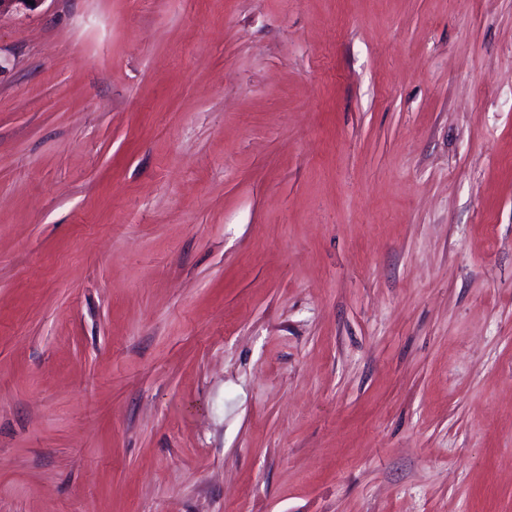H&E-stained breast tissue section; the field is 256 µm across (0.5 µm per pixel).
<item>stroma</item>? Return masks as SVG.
Instances as JSON below:
<instances>
[{"instance_id": "obj_1", "label": "stroma", "mask_w": 512, "mask_h": 512, "mask_svg": "<svg viewBox=\"0 0 512 512\" xmlns=\"http://www.w3.org/2000/svg\"><path fill=\"white\" fill-rule=\"evenodd\" d=\"M0 512H512V0L0 15Z\"/></svg>"}]
</instances>
